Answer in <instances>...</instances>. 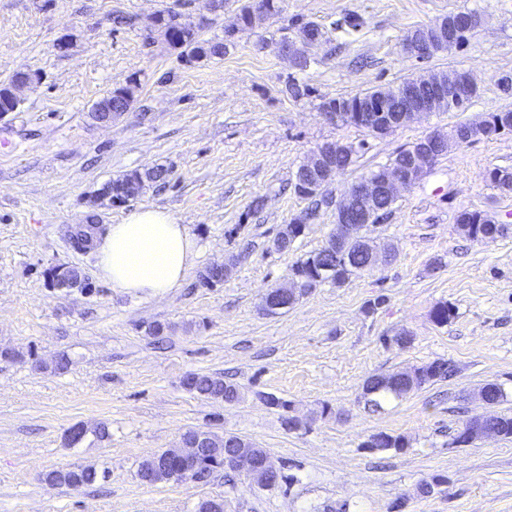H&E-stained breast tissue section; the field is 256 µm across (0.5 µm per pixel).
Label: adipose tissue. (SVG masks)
Wrapping results in <instances>:
<instances>
[{
  "instance_id": "adipose-tissue-1",
  "label": "adipose tissue",
  "mask_w": 512,
  "mask_h": 512,
  "mask_svg": "<svg viewBox=\"0 0 512 512\" xmlns=\"http://www.w3.org/2000/svg\"><path fill=\"white\" fill-rule=\"evenodd\" d=\"M96 252L100 272L114 288L154 299L180 286L198 246L171 213L139 208L109 225Z\"/></svg>"
}]
</instances>
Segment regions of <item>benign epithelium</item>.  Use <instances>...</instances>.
Wrapping results in <instances>:
<instances>
[{
    "label": "benign epithelium",
    "mask_w": 512,
    "mask_h": 512,
    "mask_svg": "<svg viewBox=\"0 0 512 512\" xmlns=\"http://www.w3.org/2000/svg\"><path fill=\"white\" fill-rule=\"evenodd\" d=\"M477 25L476 15L459 12L449 21L441 19L428 25L424 32L404 39L403 52L417 59L426 60L434 55L437 45L451 42L458 32L473 31ZM317 45V40L301 35L289 41L286 57L295 64L308 55V50ZM472 84L474 79L470 76L465 82L460 83L448 78L446 72L429 73L426 75L425 84L401 88V104L393 111L382 112L378 101L360 99L356 112L348 121L341 112H326L324 116L332 123L356 124L375 137L387 136L409 123L424 119L432 112L447 109L448 102L463 98ZM35 87L37 81L33 78L14 81L10 86L9 95L15 106L18 107L24 102V92ZM458 144V138L451 137L444 131L434 130L418 141V146L411 152L407 164H393L375 178H363L352 183L342 199L336 203V224L332 230L331 247L334 248L341 241L360 233L365 228L364 221L375 211L381 199L398 198L402 189L418 182L438 159ZM342 153L343 149L339 142L334 145L325 142L310 151L303 167L315 176V183L312 185L314 193L321 197L326 196L332 184L330 173L334 167V159ZM300 290L301 281L292 277L290 286L277 289L267 297L266 304L272 310L281 309L287 306L288 300L295 297ZM203 443L204 437L197 436L167 449L163 458L156 462L160 476L168 482H179L191 477L203 452ZM223 455L224 467L246 476L259 486L269 484L271 477L279 473L264 450L257 454L253 448H225Z\"/></svg>",
    "instance_id": "7a95c632"
}]
</instances>
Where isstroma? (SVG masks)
I'll list each match as a JSON object with an SVG mask.
<instances>
[{"mask_svg":"<svg viewBox=\"0 0 512 512\" xmlns=\"http://www.w3.org/2000/svg\"><path fill=\"white\" fill-rule=\"evenodd\" d=\"M172 7L185 22L209 19L204 36L222 35L234 0H0V84L21 70L43 80L18 111L0 115V512H195L222 499L224 512H512V439L454 443L465 420L484 412L478 392L504 390L495 413L512 415V192L488 180L512 170V134L453 147L388 217L369 229L395 260L324 283L293 307L269 314L263 293L285 286L292 265L320 249L335 225L334 207L287 251L275 250L282 224L306 200L293 190L309 152L326 141L360 149L357 166L328 189L333 199L434 129L512 109L498 80L512 73V0H285L281 14L257 23L223 58L187 64L151 17ZM482 24L459 48L426 61L403 53L404 35L451 13ZM350 14L364 25L347 33ZM130 16L134 25L116 24ZM301 17L322 24L325 42L305 70L280 55L283 27ZM263 50H256L258 41ZM65 50H58V43ZM469 73L479 95L465 111L433 112L377 138L328 122L321 96L350 97L426 72ZM136 101L112 125L88 110L128 78ZM311 93L288 98L289 79ZM168 168L125 204L100 200L110 179L136 169ZM264 208L253 212L254 199ZM159 208L195 237L198 255L179 288L137 298L112 288L95 251L75 250L74 225L117 224L132 210ZM488 212L506 234L473 242L459 233L461 211ZM236 257L231 277L200 281L213 264ZM76 266L93 284L62 293L48 272ZM448 303V323L430 312ZM161 334H152L153 325ZM407 334V345L395 343ZM58 354L64 371L42 370ZM453 377L372 412L365 380L434 361ZM239 386L233 405L207 401L182 385L191 372ZM288 401L301 425L288 429L264 395ZM331 414L321 415L322 405ZM107 425L108 440L65 443L76 423ZM189 429L231 433L267 451L285 479L257 487L220 469L201 482L146 484L139 463L178 444ZM405 436L395 452L367 447L378 432ZM93 466L97 482L52 486L55 468ZM433 484L430 496L421 483Z\"/></svg>","mask_w":512,"mask_h":512,"instance_id":"1","label":"stroma"}]
</instances>
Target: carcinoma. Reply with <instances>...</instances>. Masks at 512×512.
<instances>
[{"instance_id": "cac0c4a2", "label": "carcinoma", "mask_w": 512, "mask_h": 512, "mask_svg": "<svg viewBox=\"0 0 512 512\" xmlns=\"http://www.w3.org/2000/svg\"><path fill=\"white\" fill-rule=\"evenodd\" d=\"M252 4L247 2L239 6L235 16L233 30H224V36L217 35L206 38L196 29H192L179 21L180 13L175 10H164L156 14L157 27L164 33L170 48L178 52V57L185 63H201L222 57L229 49L236 46L235 35L249 31V14ZM294 35H301L309 30L314 32L319 39H324L325 32L320 24L314 21H305L297 18L289 26ZM140 88L137 78H129L125 84L112 88L99 103L112 102V111L120 112L122 107L135 101ZM397 92L395 87H375L363 93L351 97H321L320 109L327 112H352L356 101L363 99H377L381 95L393 96ZM491 131L503 130L505 134H512V109L492 112L482 117ZM167 177V170L162 167H152L143 170L126 172L112 181L107 190L112 193V202L126 203L138 197V185L142 182L154 180L162 181ZM490 182L500 190L512 192V172L494 169L489 173ZM294 192L301 198L309 201L308 207L295 216L291 221L281 227L274 238L277 249L283 251L302 236L307 224L301 220L314 223L318 218L323 200L312 196L310 182L295 181ZM456 223L460 233L473 242H480L489 235L500 236L504 227L495 223L493 218L479 211H462L456 216ZM327 247L308 254L298 260L291 272L298 275L305 283L304 293H309L313 288L325 281L336 284L345 283L351 276L369 271L373 268L370 261L374 245L370 238L362 235L351 241H343L339 244V250L343 253V259L329 269L322 268L323 253ZM235 266L234 259H229L224 268L219 271L206 269L202 274L205 284L212 282H224L231 277ZM52 280L73 279L79 283V287L87 290L92 288L88 277L77 267H57L51 272ZM455 374V367L447 361H434L414 369V375L398 372L388 376L372 375L366 379L363 386V398L368 408H380L387 400H400L410 393L422 388L424 385L440 379H446ZM184 388L190 393L205 399L222 401L233 404L240 400L239 387L233 383L224 381V377L206 372H191L183 379ZM490 428L502 435L504 439H512V415L498 414L490 417ZM208 447L222 448L225 441L232 442L234 448H253L255 444L237 435H231L225 439L209 431L205 432ZM368 448L380 450L394 449L402 451L408 447V441L402 435H391L378 432L369 437L366 442ZM224 466V458L207 456L203 458L197 467L196 479L201 480L213 470ZM98 472L93 467H84L77 470L71 468H56L45 474V480L55 486L82 487L96 482Z\"/></svg>"}]
</instances>
